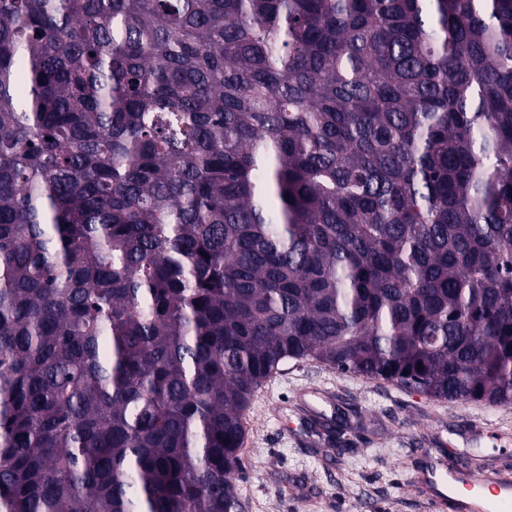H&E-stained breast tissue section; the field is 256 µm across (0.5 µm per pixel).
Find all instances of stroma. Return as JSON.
<instances>
[{
	"mask_svg": "<svg viewBox=\"0 0 512 512\" xmlns=\"http://www.w3.org/2000/svg\"><path fill=\"white\" fill-rule=\"evenodd\" d=\"M311 387L336 398L334 417L316 426L297 414ZM477 421L512 428V407L435 400L319 362L288 361L246 415L235 476L242 512H428L408 485L429 462L512 467V437L465 439Z\"/></svg>",
	"mask_w": 512,
	"mask_h": 512,
	"instance_id": "1",
	"label": "stroma"
}]
</instances>
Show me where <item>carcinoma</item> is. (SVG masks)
<instances>
[{"instance_id": "obj_1", "label": "carcinoma", "mask_w": 512, "mask_h": 512, "mask_svg": "<svg viewBox=\"0 0 512 512\" xmlns=\"http://www.w3.org/2000/svg\"><path fill=\"white\" fill-rule=\"evenodd\" d=\"M289 360L512 406V0H0V512H238Z\"/></svg>"}]
</instances>
